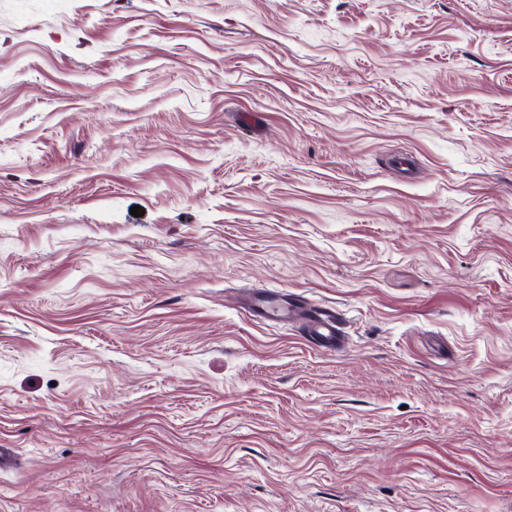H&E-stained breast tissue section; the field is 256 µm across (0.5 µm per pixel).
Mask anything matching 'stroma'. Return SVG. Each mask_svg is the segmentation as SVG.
Returning <instances> with one entry per match:
<instances>
[{
	"instance_id": "stroma-1",
	"label": "stroma",
	"mask_w": 512,
	"mask_h": 512,
	"mask_svg": "<svg viewBox=\"0 0 512 512\" xmlns=\"http://www.w3.org/2000/svg\"><path fill=\"white\" fill-rule=\"evenodd\" d=\"M0 448V512H512V0H0ZM308 333L325 345H336L339 340L336 321L327 313L310 316Z\"/></svg>"
}]
</instances>
